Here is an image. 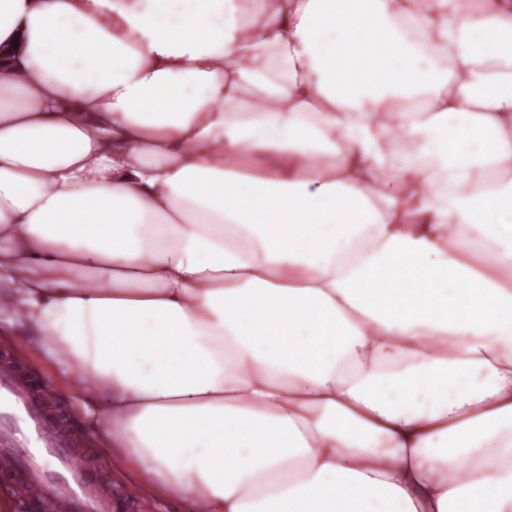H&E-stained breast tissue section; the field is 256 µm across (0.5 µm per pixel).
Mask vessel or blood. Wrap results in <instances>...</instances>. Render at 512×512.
Masks as SVG:
<instances>
[{
  "instance_id": "1",
  "label": "vessel or blood",
  "mask_w": 512,
  "mask_h": 512,
  "mask_svg": "<svg viewBox=\"0 0 512 512\" xmlns=\"http://www.w3.org/2000/svg\"><path fill=\"white\" fill-rule=\"evenodd\" d=\"M38 379L0 364V477L23 479L44 512H113L111 488L81 461L74 435L44 404Z\"/></svg>"
}]
</instances>
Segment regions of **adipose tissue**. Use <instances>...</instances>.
<instances>
[{
  "mask_svg": "<svg viewBox=\"0 0 512 512\" xmlns=\"http://www.w3.org/2000/svg\"><path fill=\"white\" fill-rule=\"evenodd\" d=\"M0 306L178 512H512V0H0Z\"/></svg>",
  "mask_w": 512,
  "mask_h": 512,
  "instance_id": "adipose-tissue-1",
  "label": "adipose tissue"
}]
</instances>
